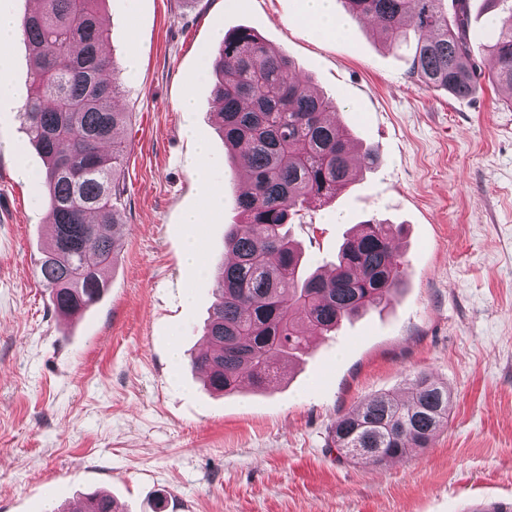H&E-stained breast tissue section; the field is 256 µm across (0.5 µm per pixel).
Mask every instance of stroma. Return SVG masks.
Here are the masks:
<instances>
[{"mask_svg":"<svg viewBox=\"0 0 512 512\" xmlns=\"http://www.w3.org/2000/svg\"><path fill=\"white\" fill-rule=\"evenodd\" d=\"M301 0H105L115 105L128 118L125 234L111 285L58 317L36 267L49 238L43 161L21 104L0 100V512H53L93 492L123 512H468L512 503V93L487 79L465 98L424 87L413 44L362 21L333 37ZM247 27L338 102L330 118L382 162L290 227L331 266L355 224L393 225L402 292L343 322L270 387L209 391L188 358L215 300L212 270L239 214L242 156L212 117L215 31ZM195 100L192 122L179 104ZM213 161L196 170L197 146ZM25 163L17 165L13 150ZM224 205L201 224L183 216ZM195 242L200 266L186 263ZM425 372L452 392L430 447L380 467L328 448L337 416L403 393Z\"/></svg>","mask_w":512,"mask_h":512,"instance_id":"obj_1","label":"stroma"}]
</instances>
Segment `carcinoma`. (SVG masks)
<instances>
[{"label": "carcinoma", "mask_w": 512, "mask_h": 512, "mask_svg": "<svg viewBox=\"0 0 512 512\" xmlns=\"http://www.w3.org/2000/svg\"><path fill=\"white\" fill-rule=\"evenodd\" d=\"M105 0H40L24 15L21 35L34 65L21 112L29 143L46 163L44 186L52 235L38 263L54 312L83 314L108 286L125 230L126 145L117 137L127 113L114 105L119 85L103 52L99 15ZM349 16L370 20L385 45L412 29L413 72L428 88L472 94L481 73L469 53L468 0H342ZM499 11L489 53L493 83L512 90V0H485ZM213 117L224 146L243 151L250 186L236 197L241 221L224 237L228 259L214 277L218 299L204 327L212 349L192 365L222 395L248 375L257 388L278 376L281 362L310 349L343 321L391 301L403 270L391 248L392 228L368 220L341 244L332 268L313 271L286 226L353 182L357 170L381 163L374 146L355 150L351 130L327 120L336 99L297 75L287 55L248 28L224 35L212 61ZM452 394L426 373L408 395H376L336 419L327 447L347 461L383 466L427 448L448 425ZM112 498L93 493L55 512H112Z\"/></svg>", "instance_id": "1"}]
</instances>
